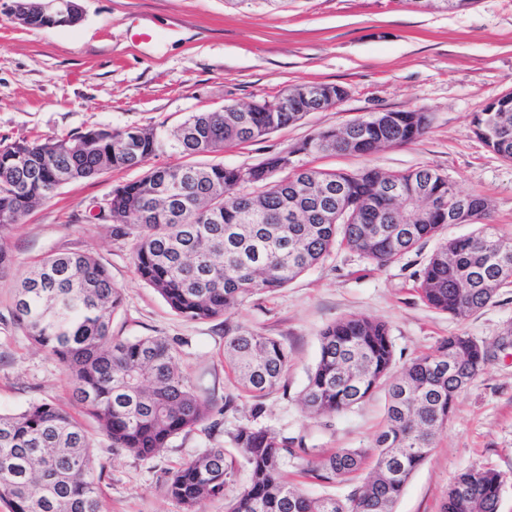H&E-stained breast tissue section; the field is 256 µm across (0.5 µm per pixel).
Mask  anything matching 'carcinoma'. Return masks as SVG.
<instances>
[{
	"mask_svg": "<svg viewBox=\"0 0 512 512\" xmlns=\"http://www.w3.org/2000/svg\"><path fill=\"white\" fill-rule=\"evenodd\" d=\"M334 84L296 86L275 101L259 100L251 112H194L175 130L114 129L94 141L79 132L46 141L0 140V275L13 264L4 232L64 185L112 170L139 168L168 148L191 158L179 166H153L135 181L112 188V237L132 239L137 277L177 314L212 320L236 311L258 293L274 292L323 261L336 244L387 266L441 239L415 282L430 307L467 318L512 286V236L488 221L490 205L468 193L479 213L476 233L445 238L441 206L460 194L431 168L384 173L303 169L279 180L284 154L252 167L200 162L224 146L246 143L326 110ZM429 127L425 112H392L381 125L354 120L304 141L309 153L370 155L405 145ZM512 162V92L494 112H480L473 132ZM397 187L381 191L379 180ZM429 188V199L419 196ZM122 294L105 266L90 253L51 255L23 278L12 308L34 344L66 368L76 401L110 446L140 460L152 459L173 438L198 428L211 432L233 408L197 391L180 367L178 349L163 336L135 340L112 335ZM224 359L254 400L250 420L228 432L249 469L248 486L225 512H394L414 471L428 458L457 395L489 359L488 347L466 334L449 336L437 349L393 373L395 350L388 325L352 315L321 332L319 359L301 403L312 415L334 414L367 400L387 385V407L373 448L374 465L357 492L342 500L310 497L284 476L283 452L304 449L254 422L263 399L280 386L289 355L275 338L239 324L224 332ZM93 437L52 402L0 414V501L10 512H103L90 467ZM368 453L338 448L315 465L322 480L357 474ZM228 475L224 446L204 449L167 480V496L184 512L224 498ZM501 474L493 469L459 473L448 487L443 512H498Z\"/></svg>",
	"mask_w": 512,
	"mask_h": 512,
	"instance_id": "obj_1",
	"label": "carcinoma"
}]
</instances>
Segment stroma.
<instances>
[{"label":"stroma","instance_id":"35a3bbf8","mask_svg":"<svg viewBox=\"0 0 512 512\" xmlns=\"http://www.w3.org/2000/svg\"><path fill=\"white\" fill-rule=\"evenodd\" d=\"M73 27L29 28L0 5V139L64 138L93 128H176L191 113L277 99L304 83L346 89L340 106L258 140L225 147L219 159L247 167L285 152L290 171L316 167L387 173L431 167L464 192L489 198L491 223L512 232V162L473 132L472 119L512 91V0H476L464 10L425 7L420 0H79ZM148 19L155 36L136 38ZM427 113V134L414 143L369 156L308 155L299 145L314 133L381 112ZM142 169L113 171L65 185L10 230L14 263L0 278V413L49 401L94 431L91 471L105 512H182L165 495L171 472L220 444L232 469L224 498L204 512H224L247 485L249 472L228 431L249 417L252 400L224 360V331L243 324L278 339L289 353L284 381L264 400L260 423L303 438L306 449L286 455L290 481L312 497L347 498L359 481L321 482L307 470L338 448H372L384 415V389L360 405L314 416L299 397L320 351V333L337 319L362 313L386 322L396 363L432 352L454 333L485 343L484 369L459 395L427 460L404 487L395 512H442L448 487L466 469L492 468L503 477L498 512H512V287L465 319L437 311L414 288L438 247L427 241L398 261L377 267L339 247L319 265L273 294L251 297L228 320L177 315L135 274L124 242L106 224L87 221L90 203H104L113 186ZM64 252L93 254L110 272L123 303L112 333L123 339L163 336L175 342L180 366L216 404L233 399L212 435L175 438L160 455L139 460L110 448L71 396L60 362L15 324V285L28 267Z\"/></svg>","mask_w":512,"mask_h":512}]
</instances>
